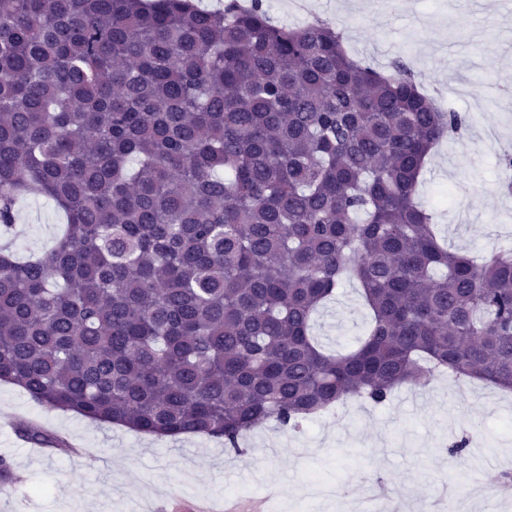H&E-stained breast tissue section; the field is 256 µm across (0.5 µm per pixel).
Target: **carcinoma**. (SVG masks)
Wrapping results in <instances>:
<instances>
[{
  "mask_svg": "<svg viewBox=\"0 0 512 512\" xmlns=\"http://www.w3.org/2000/svg\"><path fill=\"white\" fill-rule=\"evenodd\" d=\"M468 123L263 0H0V229L36 194L65 217L41 256L0 249V382L236 452L439 368L512 390V252L448 249L416 202ZM350 279L370 325L330 354L313 317ZM269 14L280 24L288 27H303L308 25L309 17L296 14L292 9L295 0H263Z\"/></svg>",
  "mask_w": 512,
  "mask_h": 512,
  "instance_id": "cac0c4a2",
  "label": "carcinoma"
}]
</instances>
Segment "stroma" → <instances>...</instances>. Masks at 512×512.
Wrapping results in <instances>:
<instances>
[{
	"instance_id": "1",
	"label": "stroma",
	"mask_w": 512,
	"mask_h": 512,
	"mask_svg": "<svg viewBox=\"0 0 512 512\" xmlns=\"http://www.w3.org/2000/svg\"><path fill=\"white\" fill-rule=\"evenodd\" d=\"M312 14L342 31L353 57L386 71L403 59L424 92L446 109L467 113L469 126L436 147L419 200L436 213L450 247L468 253L512 248V198L500 194L503 143H512V8L502 0H312ZM61 214L47 199L20 203L15 246L49 249ZM367 325L358 285L348 281L316 315L313 332L325 349L354 345ZM33 419L69 442L36 451L15 432L0 434V457L18 480L0 485V512H165L171 498H227L247 485L239 503L279 490L269 512H363L364 494L382 478L402 508H425L432 488L449 472L481 478L486 493L471 512H512L497 494L499 475L512 471V396L473 384L458 393L447 380L422 390L405 385L382 407L351 401L314 418L298 432L270 421L242 440V454L221 441L184 435L160 440L86 420L35 403L19 387L0 382V420ZM480 434L488 447L448 457L451 436Z\"/></svg>"
}]
</instances>
